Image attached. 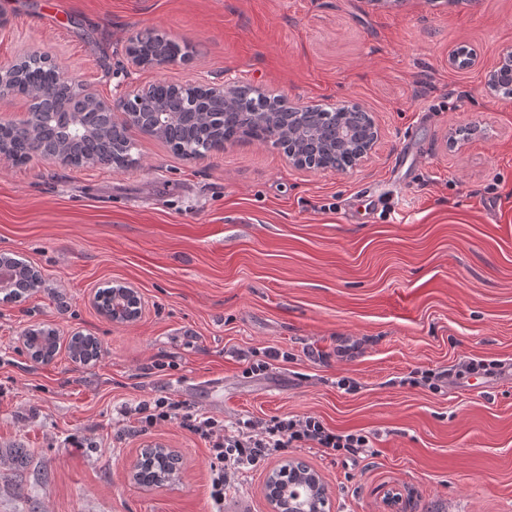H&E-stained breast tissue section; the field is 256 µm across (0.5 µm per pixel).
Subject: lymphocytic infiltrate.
Instances as JSON below:
<instances>
[{"mask_svg": "<svg viewBox=\"0 0 512 512\" xmlns=\"http://www.w3.org/2000/svg\"><path fill=\"white\" fill-rule=\"evenodd\" d=\"M126 413L135 418L138 431L175 421L205 441L211 459L210 499L214 512H223L224 493L240 475L289 449H316L345 460L375 453L370 433L336 431L314 415L248 418L229 427L206 412L188 409L183 402L165 396L140 402L127 408Z\"/></svg>", "mask_w": 512, "mask_h": 512, "instance_id": "f902f5d3", "label": "lymphocytic infiltrate"}]
</instances>
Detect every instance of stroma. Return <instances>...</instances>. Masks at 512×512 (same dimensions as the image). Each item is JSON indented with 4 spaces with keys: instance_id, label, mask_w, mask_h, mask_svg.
I'll list each match as a JSON object with an SVG mask.
<instances>
[{
    "instance_id": "stroma-1",
    "label": "stroma",
    "mask_w": 512,
    "mask_h": 512,
    "mask_svg": "<svg viewBox=\"0 0 512 512\" xmlns=\"http://www.w3.org/2000/svg\"><path fill=\"white\" fill-rule=\"evenodd\" d=\"M0 14V62L48 56L106 99L126 79L235 78L293 105L358 104L380 131L346 173L259 142L185 157L136 130L122 169L0 160V254L42 274L0 301V512H211L204 441L120 414L162 396L229 424L311 414L375 438L358 461L271 458L224 512H271L266 479L294 460L321 477L326 512H512V99L487 84L512 0H0ZM145 28L189 60L123 75ZM460 45L478 66L449 65ZM409 141L421 155L395 173ZM115 285L137 290L136 320L96 309ZM35 324L59 336L50 363L23 345ZM77 332L101 344L90 364L68 356ZM270 347L288 360L245 377ZM469 357L504 368L474 387L406 383ZM152 443L183 464L146 488L129 467Z\"/></svg>"
}]
</instances>
